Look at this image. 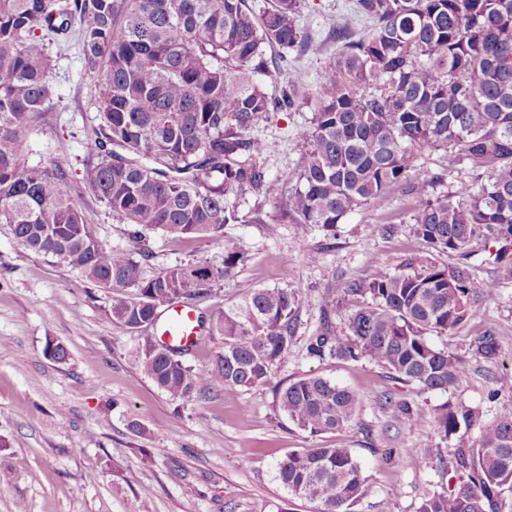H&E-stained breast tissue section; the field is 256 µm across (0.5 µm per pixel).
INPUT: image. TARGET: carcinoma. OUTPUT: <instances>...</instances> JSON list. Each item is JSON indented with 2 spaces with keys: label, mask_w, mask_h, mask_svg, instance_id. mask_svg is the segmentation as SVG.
Returning a JSON list of instances; mask_svg holds the SVG:
<instances>
[{
  "label": "carcinoma",
  "mask_w": 512,
  "mask_h": 512,
  "mask_svg": "<svg viewBox=\"0 0 512 512\" xmlns=\"http://www.w3.org/2000/svg\"><path fill=\"white\" fill-rule=\"evenodd\" d=\"M301 0H274L261 15L247 0H0V223L25 248L55 257L91 284L113 291L112 322L137 331L156 324L159 308L202 299L248 261L238 247L224 262L154 269L150 234L222 238L239 221L228 198L264 185L257 158L271 143L251 130L273 112L296 106L295 85L274 86L261 46L286 60L308 36L299 26ZM370 29L358 37L336 26L339 49L323 60L307 144L287 215L295 224L331 231L361 205H384L404 186L410 217L431 248L467 258L481 236L512 248V0H356ZM77 35L100 94L101 123L85 144L84 182L112 215L132 225L131 249L109 248L66 188V175L26 162L27 131L51 96L50 45ZM461 147L484 180L460 181L433 196L438 177L418 157L427 149ZM470 272L435 263L350 283L347 295L369 294L344 325L325 321L309 353L367 358L402 383L447 392L468 376L463 363L435 347L471 313ZM298 294L257 288L212 318L222 337L210 364L181 359L187 346L150 338L143 373L173 398L213 388L266 384L292 345ZM477 350L490 357L496 336ZM399 427L423 426L424 411L386 398ZM277 405L299 429L317 436L348 425L360 396L318 375L280 388ZM480 412L450 402L434 431L461 473L456 489L422 497L417 512H503L512 492V417L467 436ZM288 492L318 512H353L370 489L347 448L291 451L276 466Z\"/></svg>",
  "instance_id": "1"
}]
</instances>
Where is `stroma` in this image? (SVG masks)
<instances>
[{"label":"stroma","mask_w":512,"mask_h":512,"mask_svg":"<svg viewBox=\"0 0 512 512\" xmlns=\"http://www.w3.org/2000/svg\"><path fill=\"white\" fill-rule=\"evenodd\" d=\"M353 0H304L298 18L308 35L305 49L288 52L283 71L302 76L298 106L277 112L253 130L274 149L260 157L265 183L231 197L243 220L224 227L220 239L151 236L154 268L187 262L222 265L228 246L247 250L246 266L195 302L197 314L212 317L256 288H291L299 293L294 343L269 384L250 390L213 389L206 396L175 399L142 372L138 352L143 331L132 332L108 315L113 293L97 288L58 259L30 251L0 223V512H134L150 491V512H316L293 498L275 477L277 461L291 451L322 445L350 449L369 478L370 492L354 512H416L430 492L459 482L452 464L412 454L433 433L432 423L399 429L385 404L394 396L427 414L447 402L479 410L469 437L485 425L512 416V279L504 278L498 243L474 239L467 262L472 314L432 343L459 358L466 380L448 392H423L403 384L363 358L344 361L310 356L307 343L322 320L324 293L342 294L348 283H367L406 262L448 268L460 258L430 249L409 222L413 198L398 188L384 206H360L326 232L283 219L304 150L302 133L312 118L310 101L322 81L323 59L336 52L331 32L350 22L355 33L367 25L351 21ZM51 100L28 131L29 164L61 168L98 239L128 247L126 225L83 183L84 146L100 124L98 89L76 43L59 50L49 78ZM445 194L453 181L472 183L475 171L458 151L428 150L420 157ZM262 223H252L254 213ZM276 232H269V225ZM319 252V263L307 257ZM498 281L494 295L484 292ZM496 330L493 359L474 346L476 336ZM69 351L57 363L45 352L47 338ZM320 375L357 392L361 408L351 423L312 436L279 411L274 387Z\"/></svg>","instance_id":"35a3bbf8"}]
</instances>
